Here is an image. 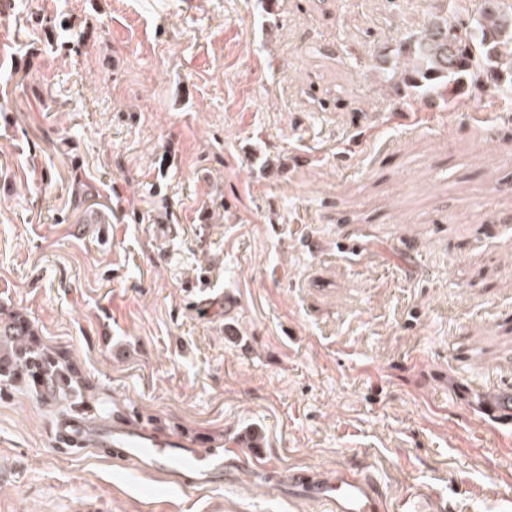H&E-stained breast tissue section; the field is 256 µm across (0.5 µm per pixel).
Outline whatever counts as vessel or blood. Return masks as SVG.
<instances>
[{"instance_id": "1", "label": "vessel or blood", "mask_w": 512, "mask_h": 512, "mask_svg": "<svg viewBox=\"0 0 512 512\" xmlns=\"http://www.w3.org/2000/svg\"><path fill=\"white\" fill-rule=\"evenodd\" d=\"M479 411L500 431L512 432V392H490ZM55 447L66 455L95 448L144 478L196 491L234 484L239 472L264 466L261 457L241 453L234 444L203 445L195 438L161 435L136 425L120 403L113 404L112 418L106 422L61 419L56 426ZM275 482L299 498L316 502L323 512H410L405 506L394 505L375 474L363 466H340L330 473L292 468L276 476Z\"/></svg>"}]
</instances>
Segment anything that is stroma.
<instances>
[{
  "instance_id": "1",
  "label": "stroma",
  "mask_w": 512,
  "mask_h": 512,
  "mask_svg": "<svg viewBox=\"0 0 512 512\" xmlns=\"http://www.w3.org/2000/svg\"><path fill=\"white\" fill-rule=\"evenodd\" d=\"M433 0H0V313L104 397L269 467L512 512V97L367 70ZM236 308L225 314V299ZM0 390V512H320L54 448ZM479 412L484 419L499 426L501 432H512V392L509 390H493L479 407Z\"/></svg>"
}]
</instances>
